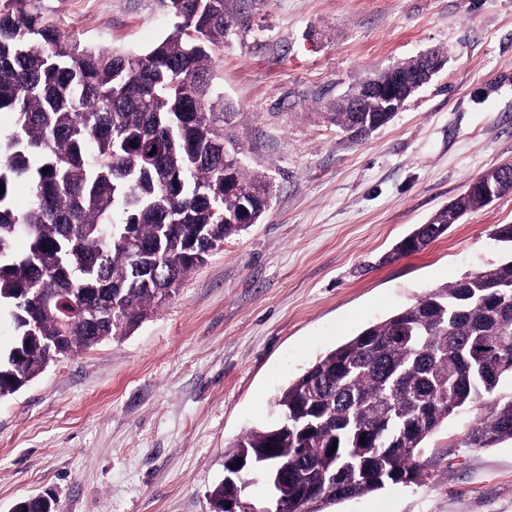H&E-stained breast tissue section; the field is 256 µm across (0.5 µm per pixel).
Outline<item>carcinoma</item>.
<instances>
[{
	"label": "carcinoma",
	"mask_w": 512,
	"mask_h": 512,
	"mask_svg": "<svg viewBox=\"0 0 512 512\" xmlns=\"http://www.w3.org/2000/svg\"><path fill=\"white\" fill-rule=\"evenodd\" d=\"M30 0L0 3V303L11 308L15 340L0 354V398L12 395L61 356L122 336L158 309L208 253L259 223L266 183L247 174L238 152L224 155L221 97L210 81L213 48L244 12L224 0H169L172 32L137 55L88 48L41 20ZM336 103L332 121L352 139L386 124L368 86ZM48 172H42V168ZM28 183L30 206L12 188ZM512 193V165L469 181L394 249L419 253L467 212L486 206L483 190ZM133 226L134 256L119 241ZM490 237L512 249V224ZM24 238L25 251L14 249ZM43 289L30 308L28 290ZM512 256L430 290L389 318L328 351L277 396V421L252 429L224 453L288 466L275 488L263 474L221 480L213 512L247 498L262 481L281 512H326L390 484H418L426 440L448 417L477 408L467 448L512 441ZM336 447L330 452V447Z\"/></svg>",
	"instance_id": "1"
}]
</instances>
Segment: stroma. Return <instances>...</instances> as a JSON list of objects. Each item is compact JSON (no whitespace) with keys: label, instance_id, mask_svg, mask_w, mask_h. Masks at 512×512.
<instances>
[{"label":"stroma","instance_id":"1","mask_svg":"<svg viewBox=\"0 0 512 512\" xmlns=\"http://www.w3.org/2000/svg\"><path fill=\"white\" fill-rule=\"evenodd\" d=\"M251 29L212 52L211 79L260 223L225 239L133 332L59 358L0 399V512H212L224 453L277 417L315 360L430 289L498 264L512 194L465 214L420 253L396 243L486 169L512 161V0H226ZM96 49L148 52L166 0H32ZM444 51V68L385 126L351 142L334 105L373 73ZM476 415L426 441L422 483L329 512H512V442L467 448Z\"/></svg>","mask_w":512,"mask_h":512}]
</instances>
